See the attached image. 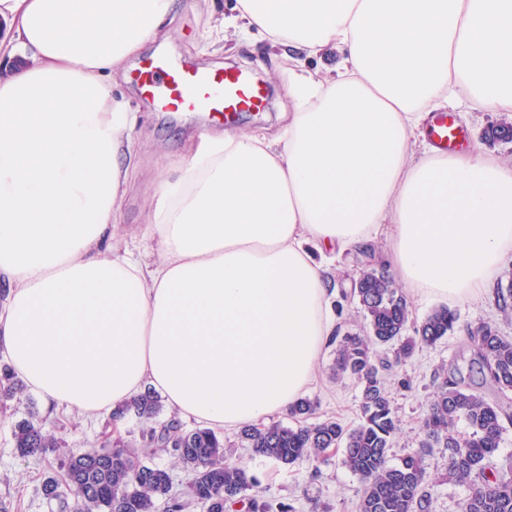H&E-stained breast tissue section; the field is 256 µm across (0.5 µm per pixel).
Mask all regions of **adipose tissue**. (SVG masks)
Masks as SVG:
<instances>
[{
	"label": "adipose tissue",
	"mask_w": 512,
	"mask_h": 512,
	"mask_svg": "<svg viewBox=\"0 0 512 512\" xmlns=\"http://www.w3.org/2000/svg\"><path fill=\"white\" fill-rule=\"evenodd\" d=\"M175 5L0 0V358L49 409L150 388L231 429L313 383L335 256L385 239L400 282L451 301L512 257V160L413 143L449 106L512 114V0H236L212 34L288 48V123L183 157L147 263L114 250L134 116L112 74Z\"/></svg>",
	"instance_id": "ef3b65f1"
}]
</instances>
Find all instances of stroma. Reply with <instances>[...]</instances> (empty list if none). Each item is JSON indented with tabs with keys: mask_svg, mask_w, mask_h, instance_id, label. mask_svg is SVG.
Listing matches in <instances>:
<instances>
[{
	"mask_svg": "<svg viewBox=\"0 0 512 512\" xmlns=\"http://www.w3.org/2000/svg\"><path fill=\"white\" fill-rule=\"evenodd\" d=\"M235 0H179L173 21L164 24L163 33L147 42L137 55L130 57L112 84V94L123 99L128 111L137 121L131 131V165L135 176L121 201L125 229L121 249L135 256L146 257L151 246L144 235L149 213L155 201V192L161 180H174V167L182 155L195 147L207 134L224 130L220 120L207 119L201 112L170 113L159 111L145 98L137 85L136 74L146 60L162 53L169 58L210 69L237 66L252 73L270 92L268 106L258 112L244 114L236 123L239 131L265 130L276 135L285 125L283 116L288 109V59L272 55L267 42L247 38L231 50H206L209 14L215 6L232 11ZM499 112L472 113L461 128L466 135V146L503 158H512V142H486L483 130L504 121ZM385 241L346 253L338 263V303L336 327L340 332H357L363 319L350 296L352 275L371 266L383 268ZM459 314L458 327L433 348L417 349L405 364L394 367L390 373L395 386L392 398L399 418V430L394 438L395 456L414 453L421 437L422 421L432 396V376L440 366L451 364L467 367L471 353L464 340L465 328L480 322L497 326L502 335L512 337V320L504 318L495 302L494 292H486L480 302L456 301L452 304ZM336 359L335 347H328L319 362L316 379L307 390V398L316 400L317 413L323 418L341 420L347 426L359 422L360 384L350 378L330 380ZM408 379L409 388H401L399 380ZM48 423L61 443L56 452L42 459H24L17 455L11 438V417L0 416V512H59L56 503L47 501L40 485L45 476L61 474V465L68 451L79 448L111 446L113 430H134V423L112 428L108 415L89 418L78 410L47 411ZM240 457L260 481L264 496L270 503L289 501L296 512H312L321 505L327 512H358L361 495L360 478L344 467L339 455H331L322 463L303 462L294 466L276 465L251 456L248 449H236Z\"/></svg>",
	"mask_w": 512,
	"mask_h": 512,
	"instance_id": "1",
	"label": "stroma"
}]
</instances>
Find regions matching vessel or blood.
I'll use <instances>...</instances> for the list:
<instances>
[{
	"label": "vessel or blood",
	"mask_w": 512,
	"mask_h": 512,
	"mask_svg": "<svg viewBox=\"0 0 512 512\" xmlns=\"http://www.w3.org/2000/svg\"><path fill=\"white\" fill-rule=\"evenodd\" d=\"M137 82L142 95L161 108L207 112L217 119L260 108L265 100L263 87L243 71L189 66L163 55L139 71ZM429 137L436 146L451 150L459 131L447 115L440 114L432 121Z\"/></svg>",
	"instance_id": "b4317fda"
}]
</instances>
